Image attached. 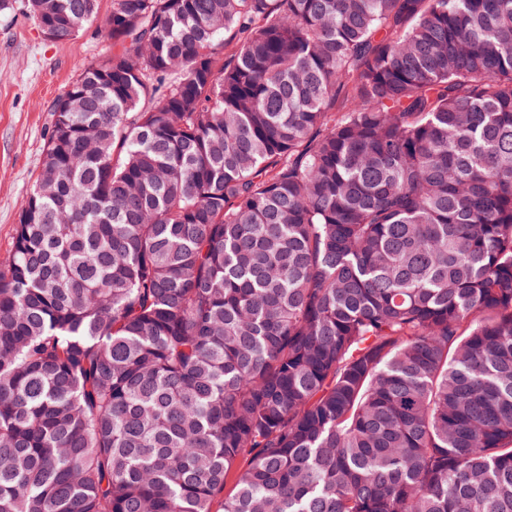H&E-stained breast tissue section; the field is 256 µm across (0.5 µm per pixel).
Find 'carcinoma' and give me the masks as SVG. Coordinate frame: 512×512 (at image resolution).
Here are the masks:
<instances>
[{
    "label": "carcinoma",
    "mask_w": 512,
    "mask_h": 512,
    "mask_svg": "<svg viewBox=\"0 0 512 512\" xmlns=\"http://www.w3.org/2000/svg\"><path fill=\"white\" fill-rule=\"evenodd\" d=\"M102 34L0 258V512H512V0Z\"/></svg>",
    "instance_id": "cac0c4a2"
}]
</instances>
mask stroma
Wrapping results in <instances>:
<instances>
[{"label":"stroma","instance_id":"obj_1","mask_svg":"<svg viewBox=\"0 0 512 512\" xmlns=\"http://www.w3.org/2000/svg\"><path fill=\"white\" fill-rule=\"evenodd\" d=\"M111 10L112 0H99L96 18L62 43L44 36L26 0L0 10V258L12 247L20 201L42 165L51 104L111 52L98 34Z\"/></svg>","mask_w":512,"mask_h":512}]
</instances>
